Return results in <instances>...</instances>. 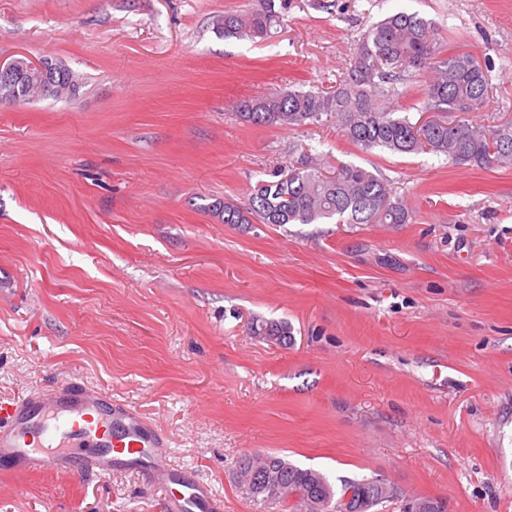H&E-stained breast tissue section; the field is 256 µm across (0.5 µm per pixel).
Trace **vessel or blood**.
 I'll use <instances>...</instances> for the list:
<instances>
[{
  "label": "vessel or blood",
  "mask_w": 512,
  "mask_h": 512,
  "mask_svg": "<svg viewBox=\"0 0 512 512\" xmlns=\"http://www.w3.org/2000/svg\"><path fill=\"white\" fill-rule=\"evenodd\" d=\"M160 430L136 410L113 406L104 391L74 374L50 395L0 401V469L25 474H109L136 467L162 493L163 512H223L205 482L165 461Z\"/></svg>",
  "instance_id": "vessel-or-blood-1"
}]
</instances>
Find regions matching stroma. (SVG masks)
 <instances>
[{"label": "stroma", "mask_w": 512, "mask_h": 512, "mask_svg": "<svg viewBox=\"0 0 512 512\" xmlns=\"http://www.w3.org/2000/svg\"><path fill=\"white\" fill-rule=\"evenodd\" d=\"M292 0L271 37L216 22L255 0H0V60L65 64L74 100L0 102V399L73 372L168 437L167 459L265 512L235 464L274 454L381 478L448 512H512V167L363 150L335 123L241 121L242 99L327 90L392 13L439 28L512 121V0ZM384 176L407 224H225L302 156ZM288 321L291 345L251 333ZM0 512H161L146 476H0Z\"/></svg>", "instance_id": "35a3bbf8"}]
</instances>
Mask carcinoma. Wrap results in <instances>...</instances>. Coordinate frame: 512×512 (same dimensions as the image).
Masks as SVG:
<instances>
[{"label": "carcinoma", "instance_id": "cac0c4a2", "mask_svg": "<svg viewBox=\"0 0 512 512\" xmlns=\"http://www.w3.org/2000/svg\"><path fill=\"white\" fill-rule=\"evenodd\" d=\"M289 2L258 0V7L246 13L227 11L218 30L226 39L262 41L282 22ZM436 40L434 22L417 12L394 13L362 34L350 70L334 90L246 99L239 104V117L254 125L288 128L334 120L349 141L365 149L433 154L477 167L512 166V122L485 125L469 119L489 100V70L467 53L437 54ZM415 71L428 73L417 107L431 114L423 123L399 104L402 86ZM271 176L257 182L248 206L226 199L213 204V210L226 224H323L331 219L338 224H406L411 218L387 181L360 166L342 165L328 173L306 156L300 165ZM252 333L286 345L292 329L285 321H263ZM237 469L244 477L259 474L260 483L243 484L246 494L277 508L293 499L303 512H340L350 495V506L358 512H374L392 497L381 480H343L337 486L322 472L276 455H244ZM410 503L411 512H446L436 499Z\"/></svg>", "mask_w": 512, "mask_h": 512}]
</instances>
